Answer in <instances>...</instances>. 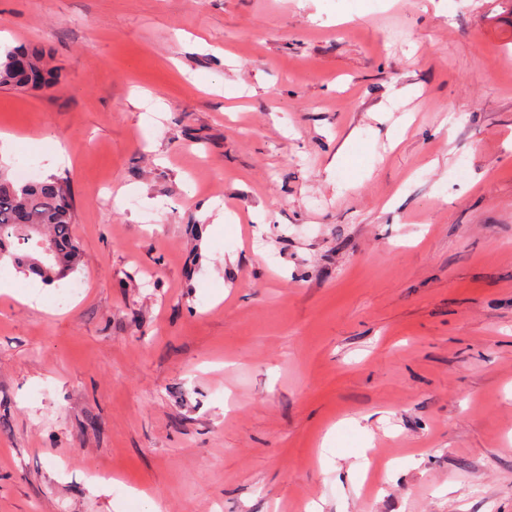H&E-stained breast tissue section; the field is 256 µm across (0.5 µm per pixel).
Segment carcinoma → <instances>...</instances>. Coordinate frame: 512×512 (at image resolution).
Listing matches in <instances>:
<instances>
[{
    "label": "carcinoma",
    "instance_id": "carcinoma-1",
    "mask_svg": "<svg viewBox=\"0 0 512 512\" xmlns=\"http://www.w3.org/2000/svg\"><path fill=\"white\" fill-rule=\"evenodd\" d=\"M43 71V55L26 47H0V87H27ZM74 211L68 182L57 176L19 184L0 166V263L52 283L73 271L82 251L73 235Z\"/></svg>",
    "mask_w": 512,
    "mask_h": 512
}]
</instances>
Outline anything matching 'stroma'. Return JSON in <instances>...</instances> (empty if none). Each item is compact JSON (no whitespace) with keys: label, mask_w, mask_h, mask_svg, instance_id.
Instances as JSON below:
<instances>
[{"label":"stroma","mask_w":512,"mask_h":512,"mask_svg":"<svg viewBox=\"0 0 512 512\" xmlns=\"http://www.w3.org/2000/svg\"><path fill=\"white\" fill-rule=\"evenodd\" d=\"M0 43L56 74L0 164L82 249L0 266V512H512V0H0Z\"/></svg>","instance_id":"35a3bbf8"}]
</instances>
